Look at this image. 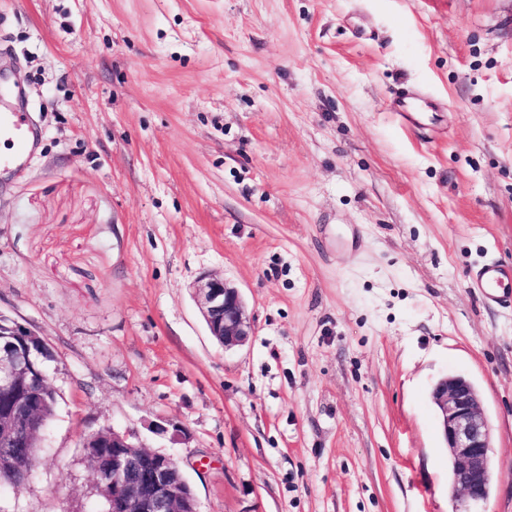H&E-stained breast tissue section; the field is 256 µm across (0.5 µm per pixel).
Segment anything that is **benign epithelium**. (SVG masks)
<instances>
[{
  "label": "benign epithelium",
  "instance_id": "obj_1",
  "mask_svg": "<svg viewBox=\"0 0 512 512\" xmlns=\"http://www.w3.org/2000/svg\"><path fill=\"white\" fill-rule=\"evenodd\" d=\"M193 296L210 336L226 350L254 335L239 289L219 274L193 285ZM52 361L40 335L0 312V444L13 448V471L30 468L47 426L38 422L43 400L31 391L34 377ZM451 463L449 485L454 512H482L492 482L491 436L480 394L461 375L439 380L430 394ZM85 445L112 446V468L95 474L96 485L110 490L111 512H199L195 492L176 461L132 440L114 428L84 437Z\"/></svg>",
  "mask_w": 512,
  "mask_h": 512
}]
</instances>
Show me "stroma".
<instances>
[{"instance_id": "1", "label": "stroma", "mask_w": 512, "mask_h": 512, "mask_svg": "<svg viewBox=\"0 0 512 512\" xmlns=\"http://www.w3.org/2000/svg\"><path fill=\"white\" fill-rule=\"evenodd\" d=\"M0 73L38 134L0 170V311L59 394L0 512H104L82 440L109 427L200 512H452L429 394L454 374L483 508L512 512V309L469 286L512 265V0H0ZM207 273L242 347L208 332ZM193 296L210 336L231 350L254 336V325L238 288L219 274H208L193 285Z\"/></svg>"}]
</instances>
